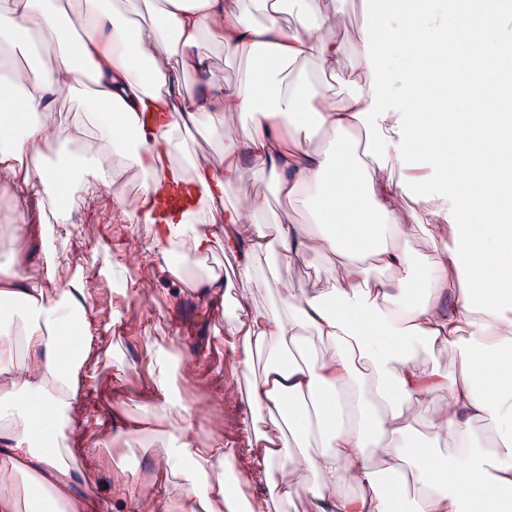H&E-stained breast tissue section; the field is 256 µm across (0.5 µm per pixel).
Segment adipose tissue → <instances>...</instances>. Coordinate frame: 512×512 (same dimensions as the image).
I'll use <instances>...</instances> for the list:
<instances>
[{"instance_id":"1","label":"adipose tissue","mask_w":512,"mask_h":512,"mask_svg":"<svg viewBox=\"0 0 512 512\" xmlns=\"http://www.w3.org/2000/svg\"><path fill=\"white\" fill-rule=\"evenodd\" d=\"M359 9L356 25L348 0H291L287 23L280 0H0V114L24 116L0 127V305L20 307L0 321V512H16L21 477L64 512H110L86 485L100 460L77 393L91 362L123 360L96 349L85 269L57 254L44 214L63 224L108 196L148 228L166 181L196 202L138 241L128 270L148 280L155 253L175 303L223 313L238 358L224 400L246 411L201 437L182 386L209 383L204 358L153 337L139 405L153 428L116 413L99 443L137 440L166 483L120 461L111 498L129 512H512V71L486 72L512 53V0ZM208 38L251 79L212 67ZM459 50L461 71L446 65ZM157 110L166 125H139ZM195 134L213 148L192 150ZM260 179L280 212L248 190ZM219 249L234 281L197 265ZM297 266L316 273L299 281Z\"/></svg>"}]
</instances>
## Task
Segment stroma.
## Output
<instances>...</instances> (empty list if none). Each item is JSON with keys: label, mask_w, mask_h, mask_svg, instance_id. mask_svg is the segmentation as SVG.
<instances>
[{"label": "stroma", "mask_w": 512, "mask_h": 512, "mask_svg": "<svg viewBox=\"0 0 512 512\" xmlns=\"http://www.w3.org/2000/svg\"><path fill=\"white\" fill-rule=\"evenodd\" d=\"M58 251L86 270V288L95 310V322L104 327L106 336L99 347H113L124 357L123 370L111 363L99 365L93 378L82 384V393L95 409L82 428L87 438H94L102 421L112 416L116 405L114 387L126 392L125 406L135 409L141 400L152 366L150 337L166 336L179 330L193 347L202 351L208 368L224 381L235 380L238 363L224 336L223 317L198 313L192 305L175 309L170 301L173 282L163 268H156L149 284L151 299L142 302V285L126 279L123 272L125 253L134 239L144 237L140 224H118L112 219L111 202H101L96 209H75L71 221L57 225ZM186 400L208 408V417L198 429L205 434L218 432L231 412L220 392L212 386H186Z\"/></svg>", "instance_id": "1"}]
</instances>
